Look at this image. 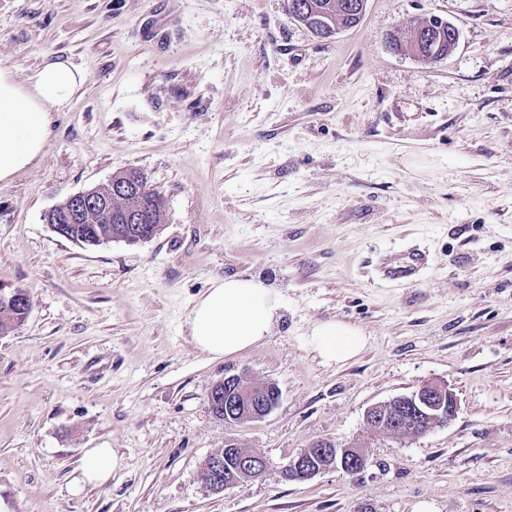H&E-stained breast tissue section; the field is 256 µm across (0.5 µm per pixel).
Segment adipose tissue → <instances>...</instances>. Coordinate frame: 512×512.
Wrapping results in <instances>:
<instances>
[{
	"label": "adipose tissue",
	"instance_id": "1",
	"mask_svg": "<svg viewBox=\"0 0 512 512\" xmlns=\"http://www.w3.org/2000/svg\"><path fill=\"white\" fill-rule=\"evenodd\" d=\"M84 80L67 59L45 58L26 85L11 67L0 68V181L41 161L54 113L63 111ZM283 306L281 294L259 279L228 276L212 281L195 300L187 325L201 352L215 360L228 358L269 336ZM366 342L360 328L342 322L316 324L308 338L312 350L329 364L355 357ZM120 465L112 449H90L75 485H102Z\"/></svg>",
	"mask_w": 512,
	"mask_h": 512
}]
</instances>
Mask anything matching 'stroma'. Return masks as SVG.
<instances>
[{"label":"stroma","instance_id":"35a3bbf8","mask_svg":"<svg viewBox=\"0 0 512 512\" xmlns=\"http://www.w3.org/2000/svg\"><path fill=\"white\" fill-rule=\"evenodd\" d=\"M438 15L449 57L388 33ZM85 74L41 162L0 182V290L29 298L0 335V499L11 512H512V0H368L356 28L314 38L288 0H0V66L44 57ZM136 168L164 196L153 239L85 247L46 212ZM424 252L407 285L378 275ZM280 288L263 342L213 360L187 316L212 280ZM367 344L324 363L311 327ZM273 382L266 418L230 427L212 387ZM447 381L455 417L423 436L371 431L374 404ZM261 478L210 492L226 441ZM319 440L368 465L284 478ZM122 467L74 490L88 449Z\"/></svg>","mask_w":512,"mask_h":512}]
</instances>
